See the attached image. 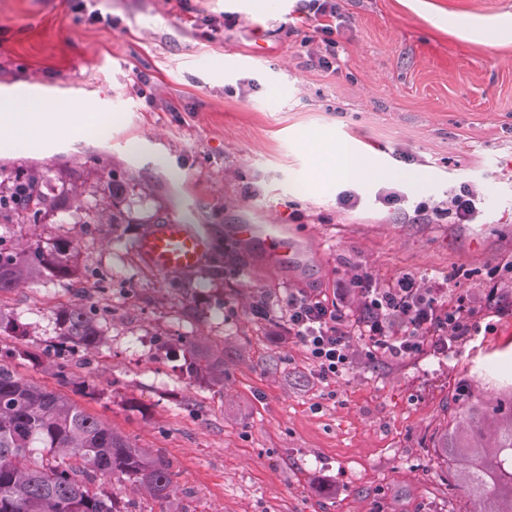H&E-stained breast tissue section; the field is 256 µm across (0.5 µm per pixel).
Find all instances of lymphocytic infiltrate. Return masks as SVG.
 <instances>
[{
	"mask_svg": "<svg viewBox=\"0 0 512 512\" xmlns=\"http://www.w3.org/2000/svg\"><path fill=\"white\" fill-rule=\"evenodd\" d=\"M499 297L497 283L483 296L448 298L446 288L411 274L384 283L368 269L352 276L335 303L315 294H289L284 308L288 338L301 345L317 379L352 374L358 359L398 362L424 346L456 344L481 330L483 302Z\"/></svg>",
	"mask_w": 512,
	"mask_h": 512,
	"instance_id": "f902f5d3",
	"label": "lymphocytic infiltrate"
}]
</instances>
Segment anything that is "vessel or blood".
I'll use <instances>...</instances> for the list:
<instances>
[{
	"label": "vessel or blood",
	"mask_w": 512,
	"mask_h": 512,
	"mask_svg": "<svg viewBox=\"0 0 512 512\" xmlns=\"http://www.w3.org/2000/svg\"><path fill=\"white\" fill-rule=\"evenodd\" d=\"M235 236L243 242L260 241L281 260L296 251L295 243L277 224H239ZM135 250L154 269L164 273H187L201 266L210 249L206 234L193 231L182 221L171 219L150 226L134 243Z\"/></svg>",
	"instance_id": "obj_1"
}]
</instances>
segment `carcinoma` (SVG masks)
Here are the masks:
<instances>
[{"label":"carcinoma","instance_id":"1","mask_svg":"<svg viewBox=\"0 0 512 512\" xmlns=\"http://www.w3.org/2000/svg\"><path fill=\"white\" fill-rule=\"evenodd\" d=\"M33 170L15 174L8 195L0 194V224L37 227L48 211L65 221L77 214L112 226V240L122 239L131 222L120 205V188L112 201L85 197L62 180L48 204ZM81 245L73 240L0 249V291L43 278L77 275ZM62 343L89 352L107 343L96 310L76 303L57 319ZM190 378L224 384V348L203 338L183 344ZM473 407L452 413L451 423L434 439L437 454L449 464L451 479L466 489L469 512H512V395L509 403L480 408L489 440L468 425ZM118 477L138 492L166 499L173 485L169 464L136 447L106 421L87 413L65 395L42 387L0 364V512H121L93 479Z\"/></svg>","mask_w":512,"mask_h":512}]
</instances>
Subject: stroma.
I'll use <instances>...</instances> for the list:
<instances>
[{
  "label": "stroma",
  "instance_id": "35a3bbf8",
  "mask_svg": "<svg viewBox=\"0 0 512 512\" xmlns=\"http://www.w3.org/2000/svg\"><path fill=\"white\" fill-rule=\"evenodd\" d=\"M338 3L347 22L332 73L306 65L329 49L298 24V0H0V92L31 81L64 103L51 151L0 152V179L31 167L106 197L119 179L133 218L118 242L110 225L52 215L12 241L79 240L82 267L138 290L89 294L78 276L1 293L0 362L169 463L163 501L99 480L136 512H464L433 437L456 400L512 392V302L485 309L481 334L454 351L429 345L328 382L302 346L278 340L289 293L333 300L355 268L414 273L455 295L480 293L512 262V0ZM87 102L112 107L95 137L70 130ZM343 142L373 178L323 168L314 144ZM464 185L472 223L432 214ZM390 191L398 203L383 202ZM147 218L206 233L201 267L149 266L133 247ZM237 224L282 225L299 258L276 262L237 240ZM90 295L107 310L108 343L68 359L63 385L45 368L55 319ZM259 300L270 317L253 315ZM155 334L167 364L131 365L132 343ZM184 335L223 346L224 385L186 375Z\"/></svg>",
  "mask_w": 512,
  "mask_h": 512
}]
</instances>
